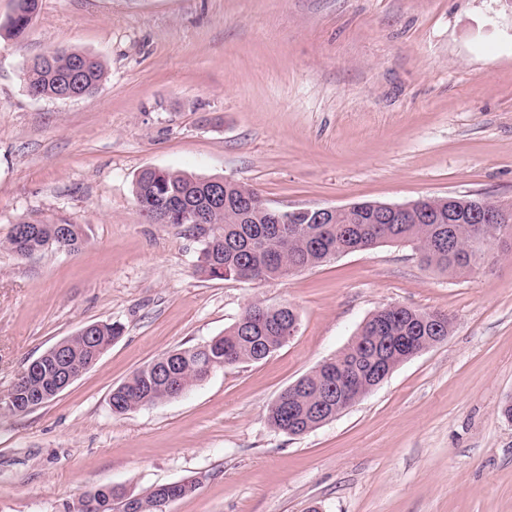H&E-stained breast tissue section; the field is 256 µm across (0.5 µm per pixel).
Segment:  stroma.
I'll return each mask as SVG.
<instances>
[{"label":"stroma","instance_id":"obj_1","mask_svg":"<svg viewBox=\"0 0 512 512\" xmlns=\"http://www.w3.org/2000/svg\"><path fill=\"white\" fill-rule=\"evenodd\" d=\"M56 49L102 60L95 93L29 96L27 63ZM146 168L280 209L512 202V0H40L0 40V240L23 220L84 230L75 253L0 248V392L82 326L123 327L54 400L0 411V512L191 479L170 512H512V237L453 277L384 243L284 279L206 280L200 242L141 213ZM256 301L296 310L281 349L112 415L114 386ZM395 304L452 331L319 428L268 424L282 390Z\"/></svg>","mask_w":512,"mask_h":512}]
</instances>
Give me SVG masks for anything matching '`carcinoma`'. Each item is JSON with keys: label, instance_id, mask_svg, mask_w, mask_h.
<instances>
[{"label": "carcinoma", "instance_id": "cac0c4a2", "mask_svg": "<svg viewBox=\"0 0 512 512\" xmlns=\"http://www.w3.org/2000/svg\"><path fill=\"white\" fill-rule=\"evenodd\" d=\"M39 0H13L12 13L0 23V37L20 39L36 16ZM86 59L80 74L85 95L92 94L102 81V61L90 54L57 50L52 62L34 58L26 67V89L42 98H58L70 83L74 63ZM140 211L162 202H175L184 209L208 206L209 187L205 179L178 171L142 170L134 183ZM356 211L337 214L325 224H308L300 217L293 224H271L266 218L269 204L258 190L234 181L225 182L224 208L212 213L209 233L195 224H181L186 235L202 242L195 272L208 279L268 281L293 272L317 267L342 254L362 251L383 243H407L421 263L440 273L458 274L471 270L469 252L474 246L472 224L448 223V212L432 211L406 224H388L375 219L368 202L354 203ZM72 239H60L54 224H32L23 238L10 234L0 245L20 258L48 249L75 252L82 242V227L73 225ZM248 306L224 335L186 348L168 351L135 371L112 389L109 408L123 416L141 407L173 398L172 389L158 371L171 372L185 390L208 376L204 364L215 368L245 362H259L280 349L288 328L297 319L290 307L260 310ZM99 342L110 345L123 333L116 323L97 322ZM452 321L441 312H427L404 306L384 307L359 327L350 343L310 373L285 389L267 409L270 425L288 435H301L333 419L349 403L365 396L367 387L379 384L400 363L445 340ZM70 358L92 367L93 350L74 339ZM197 487L194 481H181L153 487L138 500V512H158L157 501L183 499ZM125 493L109 486L99 487L96 506L80 509L65 505L64 512H123Z\"/></svg>", "mask_w": 512, "mask_h": 512}]
</instances>
